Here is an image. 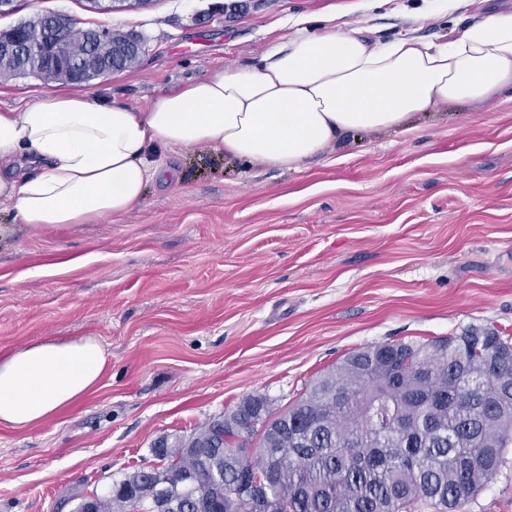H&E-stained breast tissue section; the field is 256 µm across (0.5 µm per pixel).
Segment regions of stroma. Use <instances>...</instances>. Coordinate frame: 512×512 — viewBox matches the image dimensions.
I'll use <instances>...</instances> for the list:
<instances>
[{
    "label": "stroma",
    "instance_id": "35a3bbf8",
    "mask_svg": "<svg viewBox=\"0 0 512 512\" xmlns=\"http://www.w3.org/2000/svg\"><path fill=\"white\" fill-rule=\"evenodd\" d=\"M12 0L0 29L48 12L137 34L136 68L92 88L144 111L162 93L260 58L270 27L333 11L388 40L441 42L512 0ZM51 86L0 77V112ZM412 132L357 134L302 170L158 150L168 181L93 224H19L0 205V349L98 337L99 388L43 424L0 428V512H73L250 395L282 409L349 352L469 327L512 335V93L451 103ZM457 512H512V447Z\"/></svg>",
    "mask_w": 512,
    "mask_h": 512
}]
</instances>
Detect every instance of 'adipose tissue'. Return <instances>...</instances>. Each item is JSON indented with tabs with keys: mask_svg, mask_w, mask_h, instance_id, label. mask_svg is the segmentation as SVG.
Masks as SVG:
<instances>
[{
	"mask_svg": "<svg viewBox=\"0 0 512 512\" xmlns=\"http://www.w3.org/2000/svg\"><path fill=\"white\" fill-rule=\"evenodd\" d=\"M258 62L157 98L146 111L48 92L0 112V204L23 224L120 218L161 178L156 147L216 148L244 164L298 170L360 133L411 132L415 114L512 89V12L435 43L381 41L336 16H300ZM110 366L94 336L0 352V427L26 429L89 395Z\"/></svg>",
	"mask_w": 512,
	"mask_h": 512,
	"instance_id": "1",
	"label": "adipose tissue"
}]
</instances>
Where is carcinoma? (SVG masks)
Instances as JSON below:
<instances>
[{
  "mask_svg": "<svg viewBox=\"0 0 512 512\" xmlns=\"http://www.w3.org/2000/svg\"><path fill=\"white\" fill-rule=\"evenodd\" d=\"M512 338L470 328L428 342H386L348 354L276 412L277 436L232 456L240 434L212 419L168 450L180 484L167 512H249L212 493L268 469L274 512H435L455 509L496 475L512 446V364H495ZM422 362L423 372L409 369ZM97 495L98 512H152L119 493Z\"/></svg>",
  "mask_w": 512,
  "mask_h": 512,
  "instance_id": "obj_1",
  "label": "carcinoma"
}]
</instances>
